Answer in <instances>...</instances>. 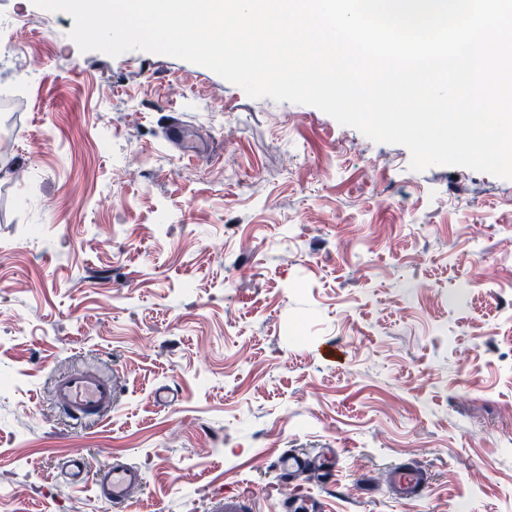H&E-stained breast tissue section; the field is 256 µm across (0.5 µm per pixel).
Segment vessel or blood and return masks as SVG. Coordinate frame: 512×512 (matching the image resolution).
<instances>
[{
	"label": "vessel or blood",
	"mask_w": 512,
	"mask_h": 512,
	"mask_svg": "<svg viewBox=\"0 0 512 512\" xmlns=\"http://www.w3.org/2000/svg\"><path fill=\"white\" fill-rule=\"evenodd\" d=\"M54 397L63 411L77 420L95 419L111 411L118 400V385L100 371L83 368L59 375L53 385ZM330 453L311 456L297 450L282 454L276 466L288 480H296L312 471L334 466ZM142 468L136 464L117 461L105 471L96 483L100 498L115 505H128L134 492L144 484ZM386 482L400 499L421 495L429 482L428 474L418 466L401 464L391 468ZM264 494L257 487L241 492L218 493L212 496V512H254L258 499ZM280 512H323V504L316 498L302 494L282 497Z\"/></svg>",
	"instance_id": "obj_1"
}]
</instances>
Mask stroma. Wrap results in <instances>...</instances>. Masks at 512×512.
Returning <instances> with one entry per match:
<instances>
[{"label": "stroma", "instance_id": "35a3bbf8", "mask_svg": "<svg viewBox=\"0 0 512 512\" xmlns=\"http://www.w3.org/2000/svg\"><path fill=\"white\" fill-rule=\"evenodd\" d=\"M73 25L0 0V512H116L94 491L116 459L145 471L131 512H211L321 448L336 472L302 489L327 512H512V180L413 171L205 67L80 51ZM75 367L118 379L97 423L55 402ZM405 463L430 477L413 500L384 481Z\"/></svg>", "mask_w": 512, "mask_h": 512}]
</instances>
